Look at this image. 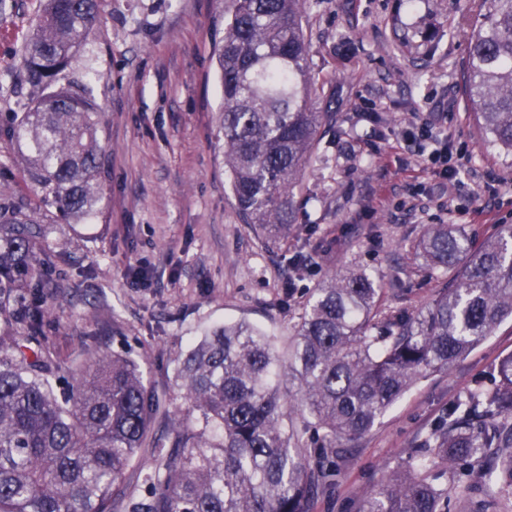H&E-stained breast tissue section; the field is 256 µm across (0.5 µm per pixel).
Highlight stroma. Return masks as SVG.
<instances>
[{
  "label": "stroma",
  "mask_w": 512,
  "mask_h": 512,
  "mask_svg": "<svg viewBox=\"0 0 512 512\" xmlns=\"http://www.w3.org/2000/svg\"><path fill=\"white\" fill-rule=\"evenodd\" d=\"M44 0H16L0 15V119L37 92L21 78L22 51ZM480 0H314L303 15L309 68L336 119L320 135L294 193L287 240L244 224L224 167V109L215 48L229 0H103L100 18L64 81L88 85L102 115L105 199L87 224H67L34 190L27 152L0 136V192L50 227L57 257L43 348L63 383L97 350L126 352L159 396L149 442L172 445L188 404L175 362L204 330L249 321L287 352L315 288L360 269L381 288L387 315L417 314L452 278L416 255L433 224L483 241L512 224V163L483 141L462 87ZM447 112L470 161L460 180L429 170L401 140L414 120ZM504 180L470 197L488 173ZM512 355V320L448 370L415 382L362 437L346 442L336 474L309 512H360L389 473L425 452L440 417L488 385ZM448 512H512L500 485L472 476Z\"/></svg>",
  "instance_id": "1"
}]
</instances>
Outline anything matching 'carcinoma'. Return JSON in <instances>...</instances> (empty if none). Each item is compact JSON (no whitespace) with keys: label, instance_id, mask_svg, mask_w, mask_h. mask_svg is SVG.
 <instances>
[{"label":"carcinoma","instance_id":"carcinoma-1","mask_svg":"<svg viewBox=\"0 0 512 512\" xmlns=\"http://www.w3.org/2000/svg\"><path fill=\"white\" fill-rule=\"evenodd\" d=\"M101 0H44L23 54V76L42 96L3 133L25 144L28 178L72 224L104 197L101 119L87 88L58 85L98 21ZM312 0H231L216 50L224 93V166L239 214L263 236L288 238L293 190L332 112L311 108L302 14ZM465 89L481 134L512 156V0H488L469 43ZM46 227L0 195V320L20 326L0 349V512H112L115 488L143 450L160 400L140 364L104 351L76 383L57 388V365L30 339L42 333L53 287ZM450 285L414 316L380 318V289L362 270L315 289L288 362L273 337L227 323L177 359L175 379L194 416L171 449L154 450L145 494L126 512H308L334 475L326 460L360 437L419 378L448 369L512 318V225L475 244L435 224L418 244ZM300 400L281 390V372ZM319 457L311 466L312 454ZM466 461L512 489V356L489 387L441 418L427 455L387 475L362 512H442L448 492L429 458Z\"/></svg>","mask_w":512,"mask_h":512}]
</instances>
